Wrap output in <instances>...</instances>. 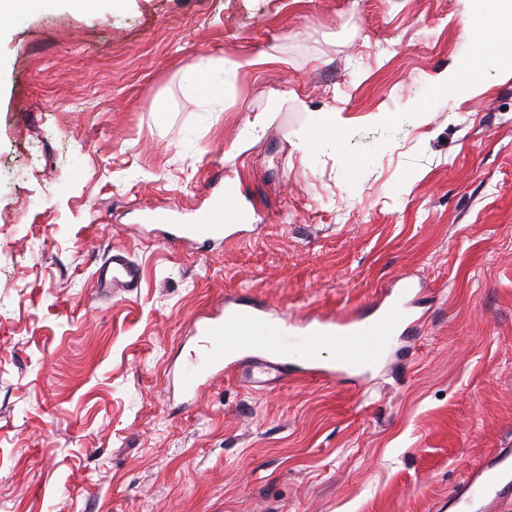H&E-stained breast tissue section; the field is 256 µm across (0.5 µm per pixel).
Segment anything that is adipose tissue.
Here are the masks:
<instances>
[{"instance_id": "ef3b65f1", "label": "adipose tissue", "mask_w": 512, "mask_h": 512, "mask_svg": "<svg viewBox=\"0 0 512 512\" xmlns=\"http://www.w3.org/2000/svg\"><path fill=\"white\" fill-rule=\"evenodd\" d=\"M466 29L472 50L435 77L436 94L473 95L486 88L490 70L512 71V0H476Z\"/></svg>"}]
</instances>
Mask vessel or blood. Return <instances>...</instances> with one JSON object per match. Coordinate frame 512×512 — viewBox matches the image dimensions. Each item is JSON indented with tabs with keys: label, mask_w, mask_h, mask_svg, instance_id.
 Masks as SVG:
<instances>
[{
	"label": "vessel or blood",
	"mask_w": 512,
	"mask_h": 512,
	"mask_svg": "<svg viewBox=\"0 0 512 512\" xmlns=\"http://www.w3.org/2000/svg\"><path fill=\"white\" fill-rule=\"evenodd\" d=\"M239 212L231 196L218 194L197 213L194 223H171L164 209L152 210L148 219L168 225L169 241L203 247L230 238L237 227L226 223L225 218ZM96 281L104 291L119 288L132 292L140 285V270L124 251L116 249L98 268ZM416 295L414 282L403 278L397 282L395 297L379 303L376 317L354 312L324 316L303 324L305 352L300 374L333 383L377 360L393 335L416 327L417 321L410 313ZM266 314V308L258 303L228 304L197 317L201 350L190 358L177 377L180 393L186 397L196 395L222 377L237 379L255 391L278 387L288 371V357L277 338L270 336L258 342L250 356L246 355L247 347L242 340L243 334L263 322ZM505 501L512 502V448L497 449L469 466L465 477L439 509L440 512H499V504Z\"/></svg>",
	"instance_id": "1"
}]
</instances>
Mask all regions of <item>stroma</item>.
Listing matches in <instances>:
<instances>
[{"mask_svg":"<svg viewBox=\"0 0 512 512\" xmlns=\"http://www.w3.org/2000/svg\"><path fill=\"white\" fill-rule=\"evenodd\" d=\"M471 7L52 0L0 25V512H436L512 448V74L432 90ZM194 64L213 95L182 83ZM325 112L342 142L308 148ZM227 188L247 215L229 242L142 221L192 223ZM115 249L137 292L98 291ZM400 277L426 290L420 328L361 381L173 400L209 307L266 303L290 349L277 313L367 312ZM273 119V113L259 112L251 121L248 122L246 130L242 133L239 139L232 145V150L242 153L247 150L253 139L260 133H264L270 126Z\"/></svg>","mask_w":512,"mask_h":512,"instance_id":"1","label":"stroma"}]
</instances>
